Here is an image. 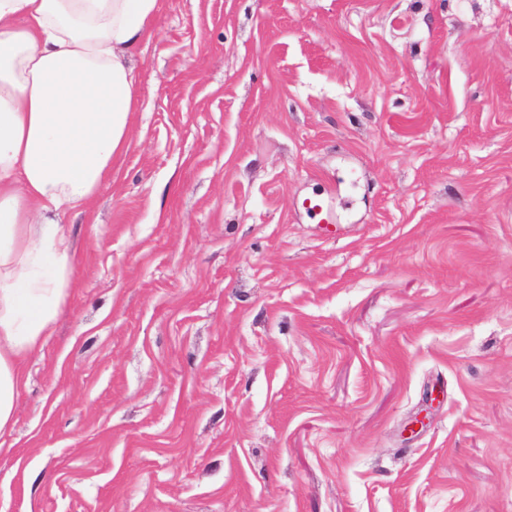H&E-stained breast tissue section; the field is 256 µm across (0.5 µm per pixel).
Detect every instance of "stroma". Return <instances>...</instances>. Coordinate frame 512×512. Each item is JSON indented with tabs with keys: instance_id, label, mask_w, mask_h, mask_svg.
<instances>
[{
	"instance_id": "stroma-1",
	"label": "stroma",
	"mask_w": 512,
	"mask_h": 512,
	"mask_svg": "<svg viewBox=\"0 0 512 512\" xmlns=\"http://www.w3.org/2000/svg\"><path fill=\"white\" fill-rule=\"evenodd\" d=\"M128 63L0 512H512V0H158ZM300 207L313 218H319L322 224H337L336 209L329 198L322 194L314 193L304 197L300 202Z\"/></svg>"
}]
</instances>
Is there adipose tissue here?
Here are the masks:
<instances>
[{
    "label": "adipose tissue",
    "instance_id": "adipose-tissue-1",
    "mask_svg": "<svg viewBox=\"0 0 512 512\" xmlns=\"http://www.w3.org/2000/svg\"><path fill=\"white\" fill-rule=\"evenodd\" d=\"M158 0H0V432L63 301L59 216L89 207L138 109L127 57Z\"/></svg>",
    "mask_w": 512,
    "mask_h": 512
}]
</instances>
